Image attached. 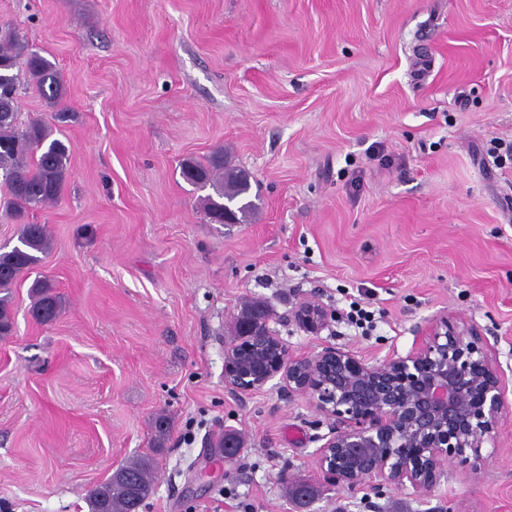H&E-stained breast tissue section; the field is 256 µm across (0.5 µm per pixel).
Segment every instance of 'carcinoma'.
Returning <instances> with one entry per match:
<instances>
[{"mask_svg": "<svg viewBox=\"0 0 512 512\" xmlns=\"http://www.w3.org/2000/svg\"><path fill=\"white\" fill-rule=\"evenodd\" d=\"M31 84L52 106L57 108L53 119L65 123L73 114L64 104L65 87L49 60L18 34L0 35V185L7 193L3 205L16 223L22 225L18 244L9 251H0V291H6L21 276L35 269L41 255L48 252L50 239L46 226L28 221L29 213L45 207L61 196L70 163L71 145L51 138L50 127L40 119L21 120L18 96L21 86L14 69L20 57ZM182 177L202 188L211 187L213 194L204 199V211L212 224L224 223L225 206H231L235 220L243 224L251 217L256 205L246 199L251 189L249 174L224 163L219 151L204 164L187 161L181 165ZM35 302L32 315L36 321L48 323L60 312L58 296L52 286L40 279L33 282ZM269 315L262 301L245 303L234 321V335H239L240 323L252 316ZM14 330L8 297H0V336ZM154 486V463L149 458H138L120 466L104 483L96 486L89 496L90 512H139ZM296 507L303 508L318 494L316 486L296 483L289 488Z\"/></svg>", "mask_w": 512, "mask_h": 512, "instance_id": "1", "label": "carcinoma"}]
</instances>
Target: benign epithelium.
<instances>
[{
	"label": "benign epithelium",
	"instance_id": "1",
	"mask_svg": "<svg viewBox=\"0 0 512 512\" xmlns=\"http://www.w3.org/2000/svg\"><path fill=\"white\" fill-rule=\"evenodd\" d=\"M288 320L318 332L331 315L305 298ZM254 333L260 347L252 358L241 357L236 343L224 348L225 386L258 391L277 377L284 395L308 398L333 420L316 464L334 483L427 491L447 478L445 465L454 459L475 475L483 469L482 448L498 429L506 381L476 325L445 314L406 355L375 361L336 346L290 358L268 318Z\"/></svg>",
	"mask_w": 512,
	"mask_h": 512
}]
</instances>
